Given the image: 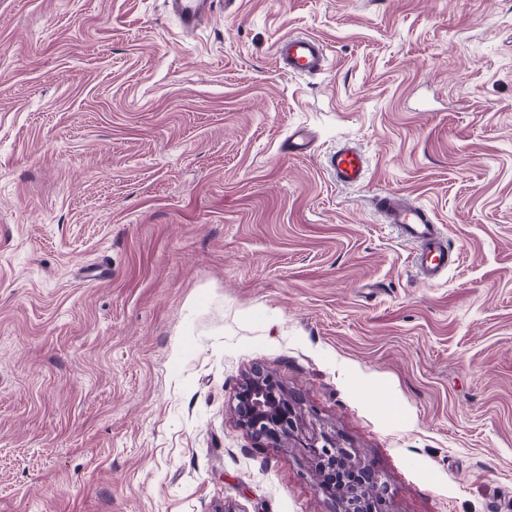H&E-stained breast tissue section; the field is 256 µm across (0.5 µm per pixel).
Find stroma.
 Instances as JSON below:
<instances>
[{"mask_svg":"<svg viewBox=\"0 0 512 512\" xmlns=\"http://www.w3.org/2000/svg\"><path fill=\"white\" fill-rule=\"evenodd\" d=\"M294 33L323 74L278 70ZM256 369L292 436L239 423ZM322 435L381 512L512 504V0H219L191 37L163 0H0V512H337ZM311 142L312 138L309 129L299 126L288 135L285 149L288 151V154L300 156L309 150ZM336 181L347 186H359L366 172L365 155L355 146L344 145L334 152L328 162ZM374 209L385 224H394L403 239L418 246L416 266L424 282L435 283L448 272L452 253L429 208L403 194L390 192L375 200ZM323 444L319 446V440L313 439L307 443V448L312 451L319 462L328 458L336 463V459L345 467V469L354 473L356 482L349 494L341 498V504L344 512H365L361 507L366 502H383L387 493V483L381 474L376 472L370 465L363 464L346 448L336 447V443L330 442L322 437Z\"/></svg>","mask_w":512,"mask_h":512,"instance_id":"obj_1","label":"stroma"}]
</instances>
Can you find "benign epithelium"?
Returning <instances> with one entry per match:
<instances>
[{"mask_svg": "<svg viewBox=\"0 0 512 512\" xmlns=\"http://www.w3.org/2000/svg\"><path fill=\"white\" fill-rule=\"evenodd\" d=\"M236 410L243 426L258 438L277 439L290 436L296 427L292 407L272 380L255 373L237 396ZM319 461L328 458L339 461L354 473L356 482L352 491L341 499L343 512H365L362 504L381 502L387 493V483L370 465L362 463L345 448L328 439L307 443Z\"/></svg>", "mask_w": 512, "mask_h": 512, "instance_id": "benign-epithelium-1", "label": "benign epithelium"}]
</instances>
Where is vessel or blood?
Listing matches in <instances>:
<instances>
[{
    "mask_svg": "<svg viewBox=\"0 0 512 512\" xmlns=\"http://www.w3.org/2000/svg\"><path fill=\"white\" fill-rule=\"evenodd\" d=\"M183 30H195L211 13L214 0H165ZM281 70L299 75L321 73L327 65L323 42L313 36L290 35L274 47ZM328 165L337 182L358 186L364 181L366 158L355 146L344 145L334 152ZM374 208L384 223L395 225L403 239L417 245L416 266L421 279L435 283L447 273L452 262L448 242L425 205L403 194L379 196Z\"/></svg>",
    "mask_w": 512,
    "mask_h": 512,
    "instance_id": "b4317fda",
    "label": "vessel or blood"
}]
</instances>
